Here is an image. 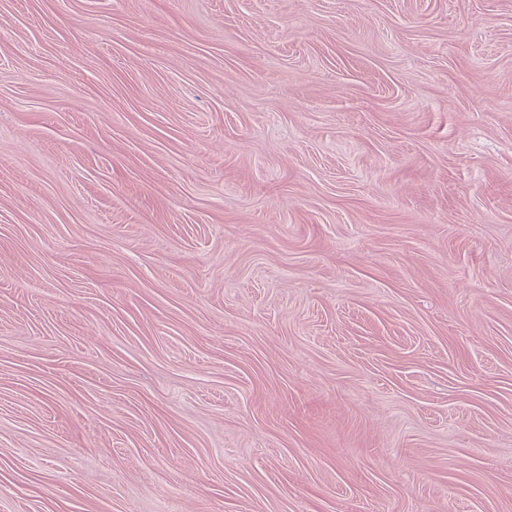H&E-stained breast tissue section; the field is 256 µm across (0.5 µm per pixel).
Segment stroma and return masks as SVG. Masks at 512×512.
Instances as JSON below:
<instances>
[{"mask_svg":"<svg viewBox=\"0 0 512 512\" xmlns=\"http://www.w3.org/2000/svg\"><path fill=\"white\" fill-rule=\"evenodd\" d=\"M0 512H512V0H0Z\"/></svg>","mask_w":512,"mask_h":512,"instance_id":"obj_1","label":"stroma"}]
</instances>
